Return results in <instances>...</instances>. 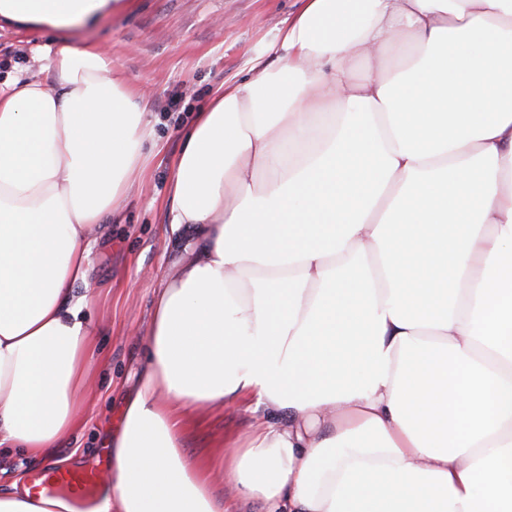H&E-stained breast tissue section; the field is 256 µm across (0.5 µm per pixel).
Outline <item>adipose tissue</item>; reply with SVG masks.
I'll list each match as a JSON object with an SVG mask.
<instances>
[{
    "label": "adipose tissue",
    "mask_w": 512,
    "mask_h": 512,
    "mask_svg": "<svg viewBox=\"0 0 512 512\" xmlns=\"http://www.w3.org/2000/svg\"><path fill=\"white\" fill-rule=\"evenodd\" d=\"M112 0H0L65 29ZM185 131V245L84 499L0 512H512V0H304ZM0 81V449L53 462L91 385L93 249L150 102L66 40ZM247 406L218 471L194 411ZM232 499H225L224 485Z\"/></svg>",
    "instance_id": "1"
}]
</instances>
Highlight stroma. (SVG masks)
<instances>
[{
    "label": "stroma",
    "mask_w": 512,
    "mask_h": 512,
    "mask_svg": "<svg viewBox=\"0 0 512 512\" xmlns=\"http://www.w3.org/2000/svg\"><path fill=\"white\" fill-rule=\"evenodd\" d=\"M301 7L302 0H122L120 8L82 26L0 28V79L32 69L35 44L66 39L105 50L114 70L130 88L144 90L151 104L154 138L145 150L153 159L96 246L87 281L77 286L90 300L93 385L71 437L55 454L80 469L104 476L112 468L107 437L121 424L145 360L154 292L184 246L164 222L182 130L208 107L218 86L247 75L256 54L275 61L279 31ZM250 420L236 406L196 412L184 427L185 448L200 465L218 468Z\"/></svg>",
    "instance_id": "obj_1"
}]
</instances>
